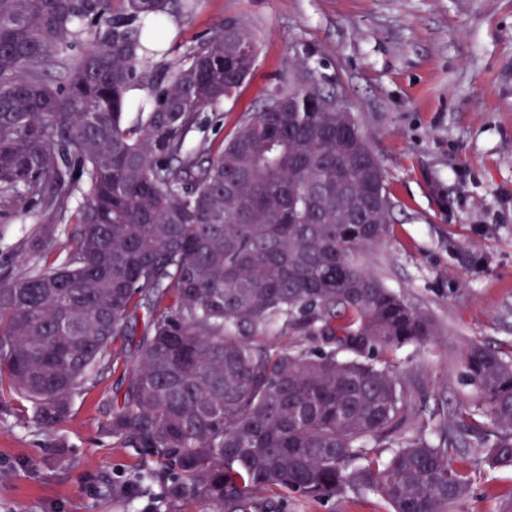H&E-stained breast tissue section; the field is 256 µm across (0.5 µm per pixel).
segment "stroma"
Returning <instances> with one entry per match:
<instances>
[{
	"mask_svg": "<svg viewBox=\"0 0 512 512\" xmlns=\"http://www.w3.org/2000/svg\"><path fill=\"white\" fill-rule=\"evenodd\" d=\"M254 29L257 65L212 117L222 141L266 93L308 62L345 94L378 156L396 203L390 234L363 261L389 288L429 313L439 334L405 369L426 386L418 408L456 404L465 346L480 341L512 359V0H200L169 20L168 59L224 21ZM38 234L35 220L0 219V275L17 273ZM119 373L76 401L72 422L47 432L16 403L0 408V512H169L157 486L112 498L139 482L132 450L101 434ZM461 512H496L512 469L480 465ZM256 512H388L351 490L328 499L264 492Z\"/></svg>",
	"mask_w": 512,
	"mask_h": 512,
	"instance_id": "1",
	"label": "stroma"
}]
</instances>
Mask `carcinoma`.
<instances>
[{
    "label": "carcinoma",
    "mask_w": 512,
    "mask_h": 512,
    "mask_svg": "<svg viewBox=\"0 0 512 512\" xmlns=\"http://www.w3.org/2000/svg\"><path fill=\"white\" fill-rule=\"evenodd\" d=\"M196 2L0 0V217L46 218L0 277V398L55 430L122 364L102 433L171 504L356 489L456 512L472 478L453 458L512 468V360L469 343V398L416 422L399 355L437 325L361 262L395 207L378 157L306 62L209 139L202 112L236 96L259 45L228 20L151 64L164 19ZM62 224L75 246L49 263ZM277 329L310 346H275Z\"/></svg>",
    "instance_id": "cac0c4a2"
}]
</instances>
